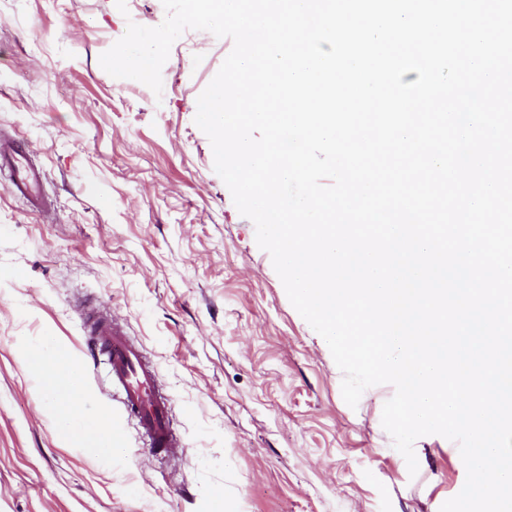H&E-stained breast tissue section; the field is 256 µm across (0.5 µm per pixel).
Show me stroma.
Returning a JSON list of instances; mask_svg holds the SVG:
<instances>
[{
  "label": "stroma",
  "mask_w": 512,
  "mask_h": 512,
  "mask_svg": "<svg viewBox=\"0 0 512 512\" xmlns=\"http://www.w3.org/2000/svg\"><path fill=\"white\" fill-rule=\"evenodd\" d=\"M0 0V133L28 143L55 203L45 217L0 177V512H440L466 480L440 435L406 461L381 423L395 389L350 407L321 336L291 304L214 169L197 99L233 48L186 30L163 90L99 59L162 0ZM123 322L168 392L179 457H155L124 417L106 367L80 372L84 423L109 413L120 451L60 436L22 362L50 342L82 361L75 305Z\"/></svg>",
  "instance_id": "1"
}]
</instances>
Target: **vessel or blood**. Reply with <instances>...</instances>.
I'll use <instances>...</instances> for the list:
<instances>
[{"mask_svg": "<svg viewBox=\"0 0 512 512\" xmlns=\"http://www.w3.org/2000/svg\"><path fill=\"white\" fill-rule=\"evenodd\" d=\"M0 174L14 195L43 206L41 172L28 161L16 138L0 137ZM84 332L92 361L106 360L112 386L123 412L135 420L143 443L164 458L177 456L183 446L173 427L171 400L158 385L155 365L114 317L95 306H83Z\"/></svg>", "mask_w": 512, "mask_h": 512, "instance_id": "obj_1", "label": "vessel or blood"}]
</instances>
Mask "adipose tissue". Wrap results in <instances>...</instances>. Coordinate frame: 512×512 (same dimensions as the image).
I'll list each match as a JSON object with an SVG mask.
<instances>
[{
	"label": "adipose tissue",
	"mask_w": 512,
	"mask_h": 512,
	"mask_svg": "<svg viewBox=\"0 0 512 512\" xmlns=\"http://www.w3.org/2000/svg\"><path fill=\"white\" fill-rule=\"evenodd\" d=\"M23 362L29 369L44 375L41 393L45 407L58 422L64 438L79 437L82 448L90 453L103 445L112 449L118 447V436L113 434L111 425L105 423L95 425L91 435L81 436L76 364L66 349L44 343L27 349Z\"/></svg>",
	"instance_id": "1"
}]
</instances>
